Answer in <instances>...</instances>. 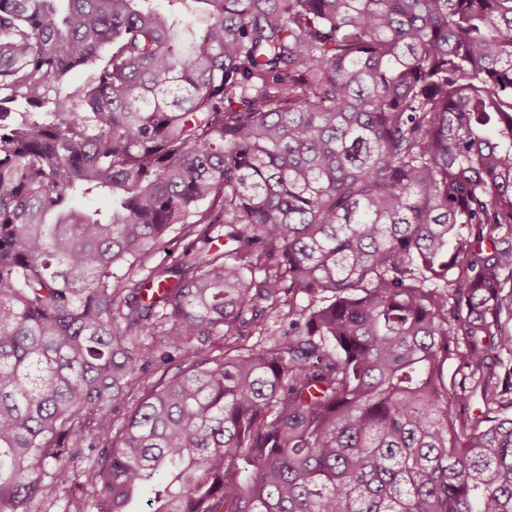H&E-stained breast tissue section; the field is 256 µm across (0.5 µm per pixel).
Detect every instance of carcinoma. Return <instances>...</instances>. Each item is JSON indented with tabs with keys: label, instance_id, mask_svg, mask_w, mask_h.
<instances>
[{
	"label": "carcinoma",
	"instance_id": "1",
	"mask_svg": "<svg viewBox=\"0 0 512 512\" xmlns=\"http://www.w3.org/2000/svg\"><path fill=\"white\" fill-rule=\"evenodd\" d=\"M511 320L512 0H0V512H512Z\"/></svg>",
	"mask_w": 512,
	"mask_h": 512
}]
</instances>
